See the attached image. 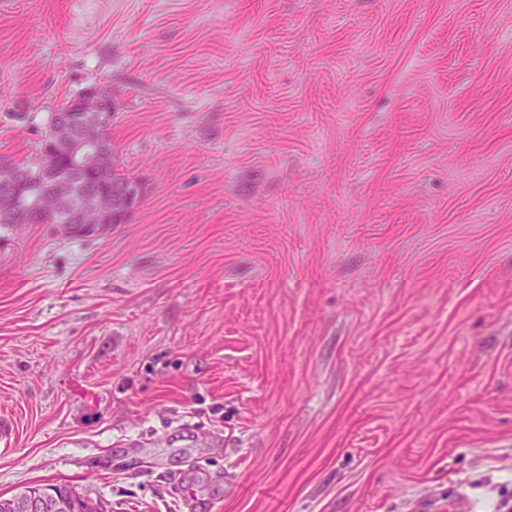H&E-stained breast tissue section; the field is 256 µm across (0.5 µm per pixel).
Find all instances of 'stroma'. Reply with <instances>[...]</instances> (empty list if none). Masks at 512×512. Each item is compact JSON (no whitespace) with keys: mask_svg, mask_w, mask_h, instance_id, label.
<instances>
[{"mask_svg":"<svg viewBox=\"0 0 512 512\" xmlns=\"http://www.w3.org/2000/svg\"><path fill=\"white\" fill-rule=\"evenodd\" d=\"M96 85L141 201L0 228V496L512 507V0H0V162Z\"/></svg>","mask_w":512,"mask_h":512,"instance_id":"35a3bbf8","label":"stroma"}]
</instances>
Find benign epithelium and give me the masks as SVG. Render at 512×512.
<instances>
[{
  "instance_id": "1",
  "label": "benign epithelium",
  "mask_w": 512,
  "mask_h": 512,
  "mask_svg": "<svg viewBox=\"0 0 512 512\" xmlns=\"http://www.w3.org/2000/svg\"><path fill=\"white\" fill-rule=\"evenodd\" d=\"M76 101V111L56 114L55 126L34 163L44 174L42 183H30L26 170L13 163H0V170L13 172L8 179L0 178V223L25 219L29 216L26 204L32 202V209L45 217L70 208L65 229L86 233L106 224L124 223L139 204L141 192L134 181L110 191L103 187L120 167L116 153L106 145L108 120L114 111L112 93L104 94L96 87ZM60 150L69 158L72 176L68 179L54 175V159ZM46 504L45 494L35 492L6 500L0 508L5 512H43Z\"/></svg>"
}]
</instances>
